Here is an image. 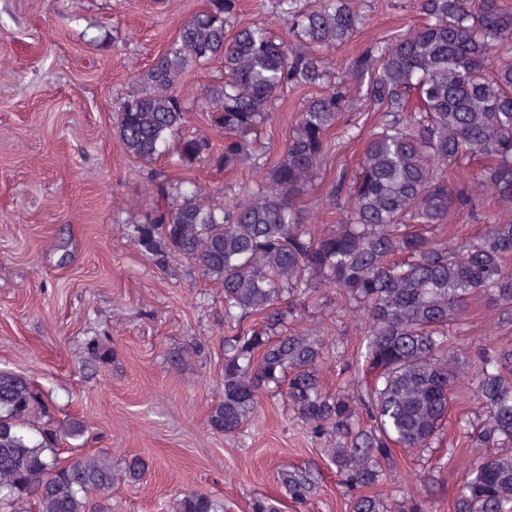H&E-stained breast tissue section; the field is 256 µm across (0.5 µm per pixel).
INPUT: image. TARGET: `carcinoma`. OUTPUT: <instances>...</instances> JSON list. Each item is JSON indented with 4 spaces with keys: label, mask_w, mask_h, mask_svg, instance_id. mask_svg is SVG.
Wrapping results in <instances>:
<instances>
[{
    "label": "carcinoma",
    "mask_w": 512,
    "mask_h": 512,
    "mask_svg": "<svg viewBox=\"0 0 512 512\" xmlns=\"http://www.w3.org/2000/svg\"><path fill=\"white\" fill-rule=\"evenodd\" d=\"M280 12L237 23L239 0H205L169 46L138 75L143 89L116 103L115 135L130 156L152 162L176 150L186 163L256 171L257 135L275 101L315 90L296 111L283 148L246 201L214 203L196 184L127 225V236L161 270L197 267L224 288L222 396L208 426L240 430L267 393L281 396L342 481L358 492L353 512H382L379 460L391 448L427 449L461 395L481 413L466 437L492 449L468 466L453 512H512V341L460 360L448 334L475 298L512 314V8L501 0H415L419 27L366 49L331 82L326 53L347 43L364 17L355 0H278ZM290 18L285 42L273 34ZM218 62L200 89L220 145L185 136L183 76ZM367 104L378 112L356 169H343L322 197L299 200L331 151L338 116ZM482 164H477V161ZM477 164L471 184L459 171ZM485 209L484 230L453 245L451 215ZM338 222L322 231L325 215ZM327 288L339 310L367 326L358 372L371 376L368 403L324 389L330 345L290 327L298 307ZM48 403L29 378L0 369V510L32 497L38 512H104L112 461L85 454L68 464L55 449L84 434L69 420L32 425ZM296 503L316 488L303 470L281 472ZM378 488L372 495L364 488ZM173 512H224L189 490Z\"/></svg>",
    "instance_id": "cac0c4a2"
}]
</instances>
